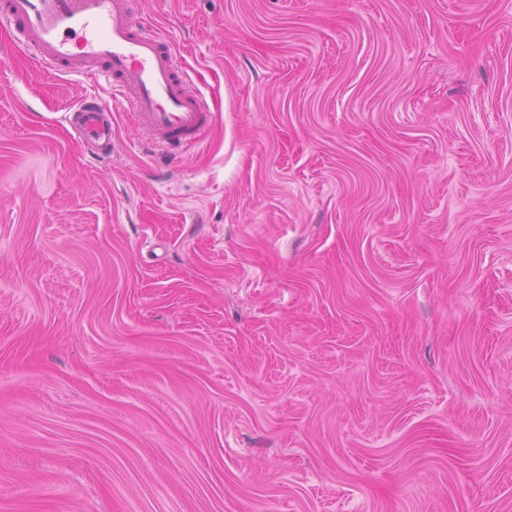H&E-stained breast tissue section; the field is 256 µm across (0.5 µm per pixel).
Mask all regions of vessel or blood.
Segmentation results:
<instances>
[{
	"label": "vessel or blood",
	"instance_id": "vessel-or-blood-1",
	"mask_svg": "<svg viewBox=\"0 0 512 512\" xmlns=\"http://www.w3.org/2000/svg\"><path fill=\"white\" fill-rule=\"evenodd\" d=\"M4 23L54 73L111 81V104L130 102L150 139L169 150L199 143L212 120L187 89L171 37L137 25L133 0H0ZM108 106L95 96L75 104L79 135L111 143Z\"/></svg>",
	"mask_w": 512,
	"mask_h": 512
}]
</instances>
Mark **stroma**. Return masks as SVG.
Wrapping results in <instances>:
<instances>
[{
  "mask_svg": "<svg viewBox=\"0 0 512 512\" xmlns=\"http://www.w3.org/2000/svg\"><path fill=\"white\" fill-rule=\"evenodd\" d=\"M176 155L0 28V512H512V0H137ZM70 110L77 113L75 125L79 138L82 136L105 144L112 142V121L106 115L112 109L103 104L100 98L86 96Z\"/></svg>",
  "mask_w": 512,
  "mask_h": 512,
  "instance_id": "obj_1",
  "label": "stroma"
}]
</instances>
